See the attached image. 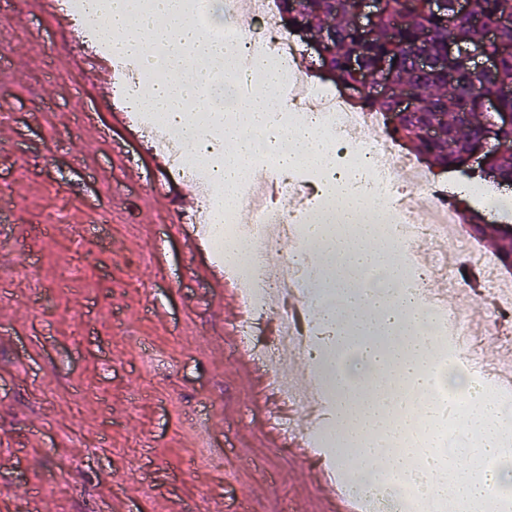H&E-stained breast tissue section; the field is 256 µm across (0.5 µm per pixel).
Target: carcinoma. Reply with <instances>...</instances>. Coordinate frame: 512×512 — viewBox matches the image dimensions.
Listing matches in <instances>:
<instances>
[{"label": "carcinoma", "mask_w": 512, "mask_h": 512, "mask_svg": "<svg viewBox=\"0 0 512 512\" xmlns=\"http://www.w3.org/2000/svg\"><path fill=\"white\" fill-rule=\"evenodd\" d=\"M281 26L291 32L315 35L334 29L336 38L324 55L335 84H349L358 77L357 68L378 71L380 62H391L387 78L406 81L420 91L418 106L411 111L399 109L390 98H365L361 108L387 116L398 114V123L387 129L393 140L409 146L425 163L448 169L461 162L471 141L477 139L489 123L480 109L479 96L484 89L466 60L448 54V42L474 44L482 31L448 9L439 18L428 0H382L376 22L377 34L363 36L351 15L352 0H275ZM473 13L487 24H501L499 44L491 46L500 53L496 84L512 88V0H472ZM432 65L419 68L422 57ZM440 124L443 136L426 139L423 127ZM499 177L512 181V153L493 160Z\"/></svg>", "instance_id": "obj_1"}]
</instances>
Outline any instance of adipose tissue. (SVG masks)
Wrapping results in <instances>:
<instances>
[{
  "label": "adipose tissue",
  "mask_w": 512,
  "mask_h": 512,
  "mask_svg": "<svg viewBox=\"0 0 512 512\" xmlns=\"http://www.w3.org/2000/svg\"><path fill=\"white\" fill-rule=\"evenodd\" d=\"M101 38L122 54L142 59L146 72L163 69L164 79L148 82L139 103L159 124L178 130L189 146L187 164L206 162L217 198L232 201L238 183L254 173L256 144L265 141L269 153L277 152L281 138L300 148L308 163L325 165L331 143L316 119L283 129L274 121L284 102L277 71L265 60L254 62L265 78L252 100L236 107L237 119L229 123L223 108L208 107L204 96L222 87L224 76L237 68L238 50L204 38L184 0H109L93 13ZM197 114H190L191 105ZM382 198L367 184L366 176L348 181L333 210L324 212L309 228L318 263L326 264L322 280L324 297L317 306L321 319L332 323L336 346L344 361L331 382L337 410V430L345 446L338 462L355 478L372 476L390 488L401 487L409 477L406 456L388 457L382 444L397 433L423 426L418 451L428 458L437 480L433 495L444 491L448 468L443 447L449 433L437 417L424 416L406 398L390 395L387 383L402 370L413 390L431 393L443 378L431 353L433 337L424 333L429 314L400 289L401 271L390 260L394 242L376 217ZM330 224H352L351 235L326 237ZM465 412L461 431L476 436L469 449L473 461L512 455L503 441L512 433V417L498 406L493 389L459 390ZM512 480V473L492 470L481 480L463 474L454 477L459 512H484L489 487Z\"/></svg>",
  "instance_id": "1"
}]
</instances>
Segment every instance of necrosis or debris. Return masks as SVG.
I'll return each mask as SVG.
<instances>
[{"instance_id":"obj_1","label":"necrosis or debris","mask_w":512,"mask_h":512,"mask_svg":"<svg viewBox=\"0 0 512 512\" xmlns=\"http://www.w3.org/2000/svg\"><path fill=\"white\" fill-rule=\"evenodd\" d=\"M222 37L246 47L249 54L263 56L270 67L279 71L282 84L294 85L288 107L278 113V121L289 128L308 115H316L332 140V170L326 172L296 160L294 177L279 179L274 193H254L246 179L232 205L226 207L214 196L209 170L202 165H187L186 147L175 132L152 125L149 143L152 149L170 152V165L179 179L198 185L197 209L191 221L201 225L211 249L227 252L243 245L245 259L224 263L225 269L235 276L249 310L239 322V333L252 344L257 361H266L284 351L311 361L313 394L302 400L301 405L318 413L323 409L329 383L320 364L313 361L320 329L306 313L316 308L321 295L314 286L317 269L307 262V226L295 217L296 208L307 204V181L322 184L323 191L315 205L323 209L334 201L341 177L367 170L371 188L391 205L386 218V231L396 240L391 261L404 269L418 293L427 292L440 266L456 263L466 253L468 242L446 236L447 225L457 223L458 218L448 205L445 182L418 175V164L411 155L399 151L391 139L374 135V128L383 121L379 113L358 111L340 91L306 83L294 68L295 48L288 38L269 41L263 32L244 34L231 25L226 26ZM408 169L415 171V178L400 182L398 173ZM412 243H443L447 249L437 253L435 263H421L410 258L408 246ZM281 253L287 256L288 270L284 273L271 262L272 256ZM276 316L285 319L283 336L274 343L253 345L257 325Z\"/></svg>"}]
</instances>
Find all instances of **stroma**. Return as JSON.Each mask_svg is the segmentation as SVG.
I'll return each mask as SVG.
<instances>
[{
	"label": "stroma",
	"instance_id": "1",
	"mask_svg": "<svg viewBox=\"0 0 512 512\" xmlns=\"http://www.w3.org/2000/svg\"><path fill=\"white\" fill-rule=\"evenodd\" d=\"M0 0V512H329L323 464L282 447L213 251L143 133L111 123V48ZM57 229L42 233L48 214ZM72 276H65V269Z\"/></svg>",
	"mask_w": 512,
	"mask_h": 512
}]
</instances>
